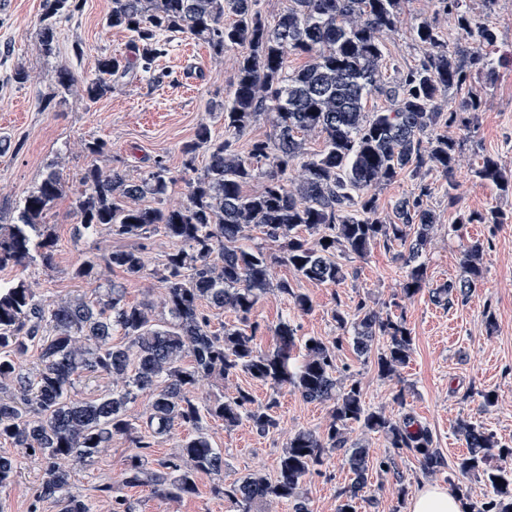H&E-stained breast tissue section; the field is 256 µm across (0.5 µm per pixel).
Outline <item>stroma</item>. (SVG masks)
Returning a JSON list of instances; mask_svg holds the SVG:
<instances>
[{
	"label": "stroma",
	"instance_id": "stroma-1",
	"mask_svg": "<svg viewBox=\"0 0 512 512\" xmlns=\"http://www.w3.org/2000/svg\"><path fill=\"white\" fill-rule=\"evenodd\" d=\"M42 0H13L11 9L0 11V137L11 147L0 151V224L16 221L24 197L38 184L48 168L64 176L62 195L49 210L46 222L55 239L51 267L0 269V284L23 280L48 304L70 295H93L98 283L72 279L73 267L90 257H104L115 249H142L147 272L143 278L124 279L120 272L104 273L101 282L116 281L125 288L127 301L158 299L161 285L154 276L163 256L172 247L164 233L145 239L127 238L107 229L79 232L72 203L80 193L85 169L121 167L130 176L143 177L155 160H163L171 182L165 206L179 205L187 193V181L204 170L208 156L197 152L187 161L181 148L198 123L207 122L215 135H223L224 101L234 92L241 48L218 55L208 44L189 35L172 37L165 54L148 72L134 69L115 82L112 91L92 102L77 95L56 96V75L67 69L80 77L94 74L101 56L128 57L130 33L107 27L111 0H82V7L55 30V52L45 55L37 39V20ZM480 18L500 35L495 55L497 77L483 92V104L471 130L473 144L464 148L454 173L444 177L429 171L430 206L439 222L423 255L428 282L413 298L402 293V262L399 247H375L365 258L346 259V273L337 284H322L295 277L288 266L272 263L273 280H290L306 293L312 308L294 309L276 292L258 302L252 318L261 325L257 348L268 352L276 346L275 329L288 322L298 338L320 336L331 340L340 330L332 318L335 307L350 309L364 300L392 317L403 318L413 339L409 363L398 376L381 377L371 357H357L350 348L337 356L342 376L359 382L370 409L400 417L411 415L432 433L446 461L465 454L466 445L456 433L460 420L482 425L499 441L512 445V195L475 179L473 168L482 155L493 156L512 171V0H496ZM434 21L448 40L449 49L468 47L469 36L458 30L453 15L443 12L438 0H408L395 32L384 35L385 55L398 70L413 66L423 54L412 28L420 20ZM82 55H75L74 46ZM23 69L26 80L14 78ZM101 138L103 154L83 152V142ZM503 211L502 224L456 225L458 211ZM483 246V275L467 300L445 306L431 298L433 288L457 279L462 270L459 255L471 242ZM495 391V406L485 407L482 392ZM275 415L279 427L257 433L248 423L225 427L212 421L208 432L224 451V480L233 482L254 471L274 475L277 459L291 432L300 428L323 431L328 422L327 405L304 400L282 389ZM133 449L128 439L114 437L112 446L78 471L75 486L91 500L94 512H112L111 499L98 496L101 482L120 480ZM396 468L388 474L372 473L363 492L361 512H410L411 498L422 485L435 483L453 490L462 484L466 505H481L489 488L482 479L458 480L450 473L426 477L415 456L402 451ZM44 464L40 457L25 458L14 482L0 490V512H58L49 501L35 502ZM350 482L342 455H333L320 471L306 477L303 490L311 512H336L338 493ZM212 476L197 478V491L177 502L160 501L151 488H124L138 502L139 512H232L223 498L212 492Z\"/></svg>",
	"mask_w": 512,
	"mask_h": 512
}]
</instances>
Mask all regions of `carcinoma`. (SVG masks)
<instances>
[{
	"label": "carcinoma",
	"mask_w": 512,
	"mask_h": 512,
	"mask_svg": "<svg viewBox=\"0 0 512 512\" xmlns=\"http://www.w3.org/2000/svg\"><path fill=\"white\" fill-rule=\"evenodd\" d=\"M253 2L112 0L107 25L132 33L134 57L104 56L95 73L81 80L68 69L58 73L57 93L96 101L130 70L150 71L166 51L170 34H190L219 54L243 46L234 94L224 105V132L239 135L271 111L276 134L270 141H254L242 157L230 140L200 124L182 152L192 160L202 149L208 163L203 174L188 182L187 203L175 209L143 204L147 195L159 201L167 193L170 178L160 161L140 179L118 167L85 170L84 191L73 202L83 229L106 225L117 235L139 239L162 230L176 241L177 248L156 271L169 319L156 320L151 300L128 303L115 282L92 300L76 295L51 306L23 281L0 285V441L17 449L0 454V489L11 484L23 458L38 455L45 466L36 501H58L62 512H91L88 500L74 490L76 469L121 436L136 449L122 473L124 485L148 486L166 501L181 500L196 493L197 477L206 473L215 480L213 492L236 512H254L263 502H286L293 512H309L303 480L341 452L353 482L339 492L336 512H358L370 471L387 474L395 468L392 455L378 457L349 442L347 430L358 425L382 435L395 451L413 453L426 475L447 468L457 477L482 476L492 496L477 512H512V473L491 466L495 458L512 459V446L462 420L457 432L468 453L449 464L431 433L413 417L397 420L372 410L358 382L339 383L336 360L343 344L367 357L379 336L386 344L377 354L378 370L383 377L398 374L412 352L403 319L360 301L352 311L338 307L332 312L339 327L353 328L352 336L301 341L283 322L276 328L274 350L263 353L257 349L260 325L251 315L271 287L270 256L238 245L244 229L257 228L276 244L281 263L296 276L319 283L344 279L341 258L364 257L380 243L397 245L404 249L403 291L410 297L418 294L428 281L420 257L438 220L425 202L430 196L425 177L432 168L445 176L454 171L463 141L448 130L464 125L465 113L480 109L483 85L495 79L497 30L478 19L470 0H440L456 14L459 27L473 34V46L449 50L441 31L424 19L415 26V40L425 47V56L393 80L383 70L380 33L395 27L407 0H290L288 11L272 26L253 10ZM79 7L80 0H43L42 52L52 53L56 25ZM227 12L235 16L231 23L224 22ZM291 54L306 62L288 72ZM376 92L386 96L389 109H366L368 96ZM313 134L324 147L302 164L298 182L290 183L286 171L302 155L305 137ZM262 164L270 171L261 187L245 191ZM405 173L418 181V194L397 199L390 213L379 214L371 190ZM473 175L512 194V172L491 156L482 157ZM63 186L62 173L50 170L26 196L16 222L0 225V269L27 267L36 260L52 266L54 239L44 218ZM502 219L494 211H464L456 223L498 224ZM482 260L481 243L464 246L462 277L433 289L434 300L449 305L471 292L483 275ZM98 267L85 260L72 278L86 281ZM105 267L129 278L146 271L138 249L113 251ZM277 291L294 308H311L309 296L290 281L277 283ZM204 305L232 311L237 322L219 334L212 331ZM116 334L125 342L112 343ZM34 348L38 364L28 370L22 361ZM240 372L275 392L290 387L308 401L328 404L329 421L322 434L302 429L288 438L274 477L254 471L226 484L224 452L213 446L208 421L230 427L246 420L261 434L278 427L273 396L264 404L242 389L207 402L196 396L202 379L218 375L227 380ZM97 375L112 378V391L93 400L78 398L75 380ZM139 392L148 393L151 403L135 425L127 411ZM175 425L191 433L167 458L150 461L147 449ZM98 491L112 497V512H136L135 503L113 494L111 485L102 483Z\"/></svg>",
	"instance_id": "obj_1"
}]
</instances>
